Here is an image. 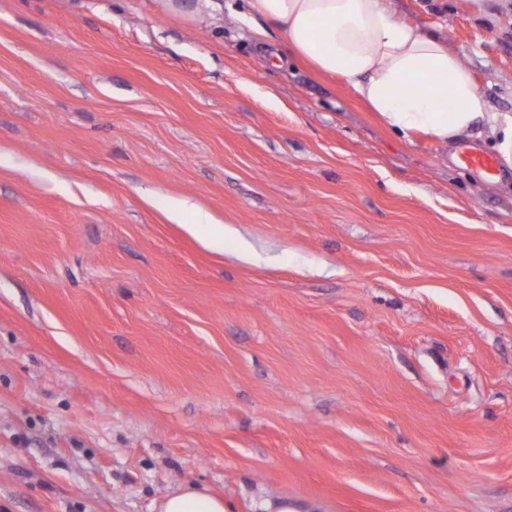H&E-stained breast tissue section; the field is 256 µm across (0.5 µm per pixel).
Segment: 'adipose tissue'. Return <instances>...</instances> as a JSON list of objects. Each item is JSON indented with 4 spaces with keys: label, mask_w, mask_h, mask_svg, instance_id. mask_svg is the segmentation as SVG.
<instances>
[{
    "label": "adipose tissue",
    "mask_w": 512,
    "mask_h": 512,
    "mask_svg": "<svg viewBox=\"0 0 512 512\" xmlns=\"http://www.w3.org/2000/svg\"><path fill=\"white\" fill-rule=\"evenodd\" d=\"M256 39L275 27L291 53L319 72L345 78L354 94L402 135L454 144L485 123L501 163L512 170V114L491 112L471 71L440 29L397 20L389 0H245ZM447 97H440V90ZM156 512H228L208 488L186 485L155 502Z\"/></svg>",
    "instance_id": "1"
}]
</instances>
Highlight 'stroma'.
<instances>
[{"label":"stroma","mask_w":512,"mask_h":512,"mask_svg":"<svg viewBox=\"0 0 512 512\" xmlns=\"http://www.w3.org/2000/svg\"><path fill=\"white\" fill-rule=\"evenodd\" d=\"M225 2L0 0V512H512V176ZM390 6L512 113V0ZM153 512H229L224 499L206 487L186 485L166 494L153 504Z\"/></svg>","instance_id":"stroma-1"}]
</instances>
